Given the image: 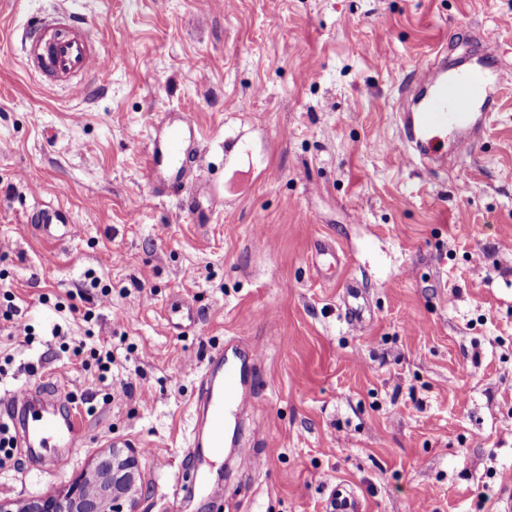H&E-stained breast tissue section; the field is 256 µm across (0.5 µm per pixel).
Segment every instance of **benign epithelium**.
Returning <instances> with one entry per match:
<instances>
[{"mask_svg":"<svg viewBox=\"0 0 512 512\" xmlns=\"http://www.w3.org/2000/svg\"><path fill=\"white\" fill-rule=\"evenodd\" d=\"M138 477V450L114 446L65 490L26 501L0 497V512H126Z\"/></svg>","mask_w":512,"mask_h":512,"instance_id":"1","label":"benign epithelium"}]
</instances>
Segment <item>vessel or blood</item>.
<instances>
[{"label":"vessel or blood","mask_w":512,"mask_h":512,"mask_svg":"<svg viewBox=\"0 0 512 512\" xmlns=\"http://www.w3.org/2000/svg\"><path fill=\"white\" fill-rule=\"evenodd\" d=\"M473 59L448 63L443 53H436L432 63L413 69L414 84L424 89L415 112L403 115L407 139L413 149L402 152L420 157L433 154L437 144L447 141L454 156L464 158L478 146L487 112L497 102L496 76L512 71V59L504 58L496 42L475 37ZM100 38L87 23L59 13L41 18L25 46L27 67L64 81L75 75H91L106 63L99 49ZM183 154L184 164L172 167L169 155ZM208 164V148L199 129L184 117L164 115L151 139L146 159L150 188L170 185L184 189L192 171ZM263 360L261 350L237 344L210 356L200 378L196 401L197 421L187 454L197 467L195 476L201 487H208L209 475L202 466L205 455L224 447H234L240 440L243 421L248 414V395L255 373ZM59 398L32 389L20 390L0 399V413L6 414L27 448H51V462L65 470L71 462L72 449L83 446V423L77 414L61 409ZM358 496L345 485L331 491L325 512H361Z\"/></svg>","instance_id":"1"}]
</instances>
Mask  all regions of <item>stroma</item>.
Returning a JSON list of instances; mask_svg holds the SVG:
<instances>
[{"mask_svg":"<svg viewBox=\"0 0 512 512\" xmlns=\"http://www.w3.org/2000/svg\"><path fill=\"white\" fill-rule=\"evenodd\" d=\"M56 8L101 34L95 77L27 69L22 35ZM476 33L512 55V0H0V289L36 334L0 330V360L14 387L80 399L85 432L62 473L15 448L0 496L57 493L120 442L142 451L135 512H324L342 481L363 512H496L512 490V75L457 164H401L394 118L411 72L393 60L459 55ZM165 112L206 138L189 181L212 193L208 221L149 191ZM48 203L76 235L30 224ZM89 271L111 298L89 322L57 312ZM90 332L112 343V379L59 348ZM233 338L263 352L247 431L211 461L219 494L189 495L203 362Z\"/></svg>","mask_w":512,"mask_h":512,"instance_id":"35a3bbf8","label":"stroma"}]
</instances>
